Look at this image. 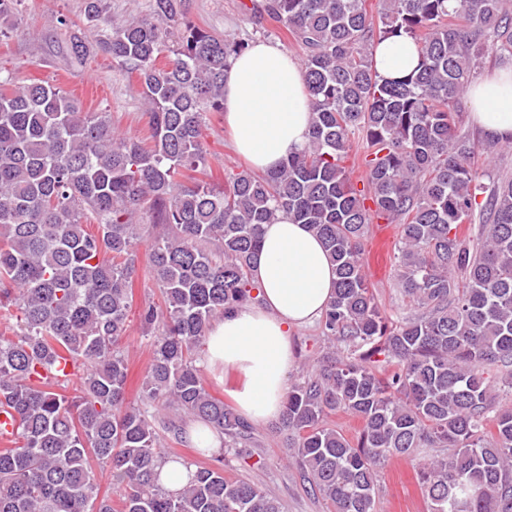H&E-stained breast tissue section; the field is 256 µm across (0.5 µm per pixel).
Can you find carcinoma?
<instances>
[{
  "label": "carcinoma",
  "instance_id": "1",
  "mask_svg": "<svg viewBox=\"0 0 512 512\" xmlns=\"http://www.w3.org/2000/svg\"><path fill=\"white\" fill-rule=\"evenodd\" d=\"M17 0L0 23L17 28ZM509 0H251L303 49L312 112L308 145L266 174L225 172L211 183L206 114L224 111V72L249 43L182 22V0H147V13L100 42L136 74L146 140L122 136L55 85L0 76V409L12 418L0 448V512H282L258 485L225 475L212 456L171 494L159 485L162 439L184 418L245 448L250 424L205 387L196 365L213 320L258 302L251 264L261 228L307 224L336 264L322 320L343 346L289 385L278 429L313 490L334 512H377L375 473L417 448H446L418 468L429 512H512V178L485 191L476 153L512 138L474 139L456 101L485 42L512 59ZM106 0H85L90 23ZM404 33L417 74L378 76L376 42ZM177 48L172 49L169 43ZM80 37L69 56L82 63ZM165 62H160V59ZM360 152L363 176L346 165ZM481 216L480 246L460 234ZM399 225L396 288L419 314L395 320L364 272L369 227ZM94 224L97 232L87 230ZM161 302L140 322L157 329L140 401L126 397L119 342L139 279V247ZM81 372L80 395L62 394ZM506 371L503 391L485 369ZM359 421L350 438L329 423ZM115 477L100 494L91 462Z\"/></svg>",
  "mask_w": 512,
  "mask_h": 512
}]
</instances>
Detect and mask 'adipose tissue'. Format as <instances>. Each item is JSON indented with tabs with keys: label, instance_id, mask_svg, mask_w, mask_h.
Listing matches in <instances>:
<instances>
[{
	"label": "adipose tissue",
	"instance_id": "ef3b65f1",
	"mask_svg": "<svg viewBox=\"0 0 512 512\" xmlns=\"http://www.w3.org/2000/svg\"><path fill=\"white\" fill-rule=\"evenodd\" d=\"M379 75L397 80L419 63L404 35L381 41ZM471 119L484 136L512 135V68L486 74L466 91ZM224 126L236 153L266 173L303 150L310 134L309 96L302 65L280 47L260 42L237 57L224 76ZM252 277L259 301L215 320L204 340L207 368L236 373L239 413L255 424L279 420L293 365L291 333L320 320L335 293L336 269L307 225L281 219L262 227Z\"/></svg>",
	"mask_w": 512,
	"mask_h": 512
}]
</instances>
